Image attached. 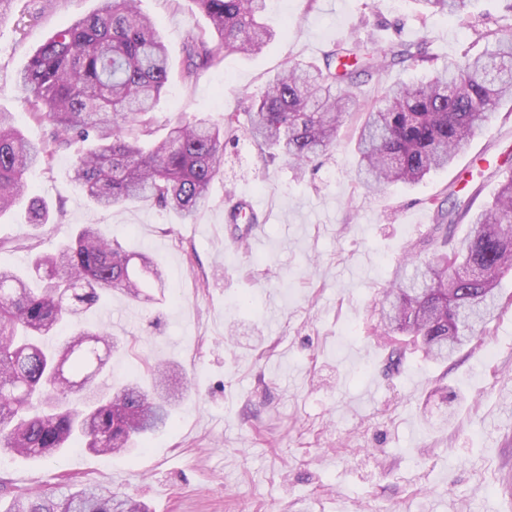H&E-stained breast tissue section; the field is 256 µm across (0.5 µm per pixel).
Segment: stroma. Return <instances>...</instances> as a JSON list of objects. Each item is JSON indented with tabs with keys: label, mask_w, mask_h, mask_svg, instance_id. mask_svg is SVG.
<instances>
[{
	"label": "stroma",
	"mask_w": 512,
	"mask_h": 512,
	"mask_svg": "<svg viewBox=\"0 0 512 512\" xmlns=\"http://www.w3.org/2000/svg\"><path fill=\"white\" fill-rule=\"evenodd\" d=\"M98 0H13L0 14V110L35 142L36 122L16 89L19 73L56 30L96 10ZM168 50L170 76L154 110L223 123L289 60L318 61L351 39L379 46L426 42L429 58L366 79L361 105L329 155L299 173L262 164L247 136L224 155V175L186 224L151 200L96 207L75 188L74 150L59 151L30 179L28 195L51 220L32 229L23 208L0 216V267L29 259L95 224L130 251H151L165 288L147 303L111 292L86 311L87 326L119 345L106 383L175 364L183 395L170 425L145 448L98 456L75 447L44 460L6 457L0 503L70 479L103 485L148 512H512V274L486 334L445 363L380 334L379 299L413 245L427 239L447 194L490 201L512 171V102L498 106L452 166L381 193L356 180L364 108L381 87L410 83L448 60L482 52L484 27H512L505 0H470L463 15L420 21L413 0H288L269 10L278 35L254 56L222 60L184 85L183 47L209 27L195 0H141ZM251 196L258 225L228 224L224 200ZM450 422H443L447 409Z\"/></svg>",
	"instance_id": "stroma-1"
}]
</instances>
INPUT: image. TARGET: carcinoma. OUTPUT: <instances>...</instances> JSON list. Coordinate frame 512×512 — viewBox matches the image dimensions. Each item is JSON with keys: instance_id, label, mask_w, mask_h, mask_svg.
Masks as SVG:
<instances>
[{"instance_id": "obj_1", "label": "carcinoma", "mask_w": 512, "mask_h": 512, "mask_svg": "<svg viewBox=\"0 0 512 512\" xmlns=\"http://www.w3.org/2000/svg\"><path fill=\"white\" fill-rule=\"evenodd\" d=\"M211 22L186 39L182 81L190 85L217 63L221 49L261 51L276 33L264 22L267 0H194ZM420 19L461 14L469 0H412ZM486 51L450 61L426 80L382 89L366 112L357 150L356 179L368 188L412 184L448 167L499 102L512 97V31L483 34ZM427 56L419 43L373 47L353 41L326 52L317 63L294 62L246 107V134L265 162L282 156L303 168L335 145L336 131L357 105L363 78ZM169 60L157 28L137 0H100L99 8L55 31L20 73L22 99L50 136L34 144L0 112V216L18 205L28 176L48 167L74 139L94 137L80 154L71 180L97 206L151 198L189 223L224 175V151L237 116L223 124L207 119L170 120L152 141L154 107L167 85ZM472 202H450L432 226L437 254L410 275L395 274L381 299L383 330L420 341V350L442 361L485 332L498 310L497 290L512 272V176L492 201L472 213ZM471 231L455 238L458 221ZM44 202L30 200L28 224L49 223ZM164 287L160 265L105 238L94 225L54 252L37 257L29 271L0 269V455L41 459L80 439L90 452H131L167 425L172 378L152 368V389L132 380L98 392L115 348L112 337L80 325L102 293L119 291L151 299ZM85 395L76 400L75 392ZM0 512H148L132 497L94 485L60 484L49 492L13 499Z\"/></svg>"}]
</instances>
